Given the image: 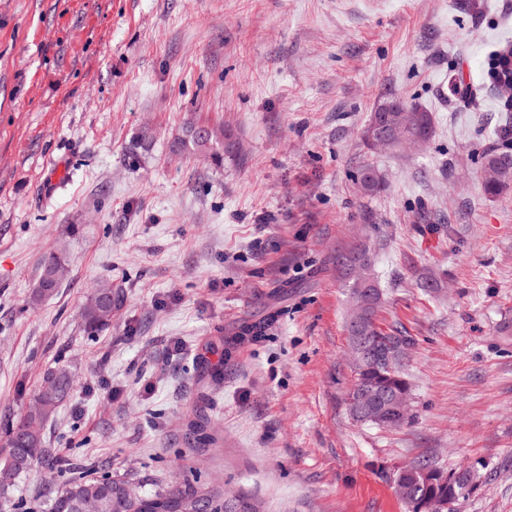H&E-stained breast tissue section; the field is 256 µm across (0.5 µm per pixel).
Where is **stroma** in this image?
<instances>
[{
	"label": "stroma",
	"instance_id": "stroma-1",
	"mask_svg": "<svg viewBox=\"0 0 512 512\" xmlns=\"http://www.w3.org/2000/svg\"><path fill=\"white\" fill-rule=\"evenodd\" d=\"M462 2L0 0V428L67 363L47 447L139 492L218 482L267 512H408L396 475L424 458L478 470L456 512H512V192L481 178L512 125L487 87L512 0ZM385 92L432 113L427 147H363ZM190 121L223 128L220 158L174 149ZM363 244L378 325L412 338L398 430L345 402L342 261ZM51 251L68 276L29 308ZM98 278L123 302L91 333ZM63 482L36 467L10 497Z\"/></svg>",
	"mask_w": 512,
	"mask_h": 512
}]
</instances>
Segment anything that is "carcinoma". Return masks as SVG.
Instances as JSON below:
<instances>
[{"mask_svg":"<svg viewBox=\"0 0 512 512\" xmlns=\"http://www.w3.org/2000/svg\"><path fill=\"white\" fill-rule=\"evenodd\" d=\"M493 67H498L504 76L512 80V41L495 53ZM378 101H389L401 107L418 108V127L425 138L433 132V117L430 112L410 104L404 99L388 94ZM224 138V130L209 126L191 124L184 137L179 139V148L206 154L214 144ZM483 165H499L501 172L494 184H485L483 189L491 197L506 194L512 190V152H486L482 157ZM375 169L369 165L359 168L357 180L367 194L378 192L382 178L369 179ZM347 261L358 267L357 278L353 284L354 304L367 305L371 314L378 313L381 304V291L372 294L362 292L366 285L376 282L370 258L365 250H358ZM65 272V260L61 254L50 252L40 264L37 283L30 296L34 307L53 297L60 287ZM120 292L110 278L95 281L86 295L82 311L85 328L95 332L108 326L112 316L120 308ZM367 336H381L390 343L388 350L397 351L411 344L404 332L391 326L384 330L371 325L365 332ZM382 386L391 391L410 390L411 386L405 373V362L384 365L366 373L355 372L353 386ZM71 387V375L66 366L46 374L35 396V403L7 423L3 431V448L0 456V500L8 498L15 481L31 470L35 465L48 463L50 469L68 475L63 487L50 500L47 512H264L257 502L244 497L234 502L224 496V488L216 484L175 485L166 491L140 496L132 501L127 496L128 482L117 480L106 474H97L88 469L79 471L68 460L57 457L49 459L46 448L45 428L57 413L60 404L68 396ZM434 468L426 460L414 462L409 469L397 476L400 485L407 489L403 497L408 512H431L430 506L439 498L454 501L477 486V473L468 466L471 473L470 485L461 487L450 483L441 484L424 475Z\"/></svg>","mask_w":512,"mask_h":512,"instance_id":"obj_1","label":"carcinoma"}]
</instances>
